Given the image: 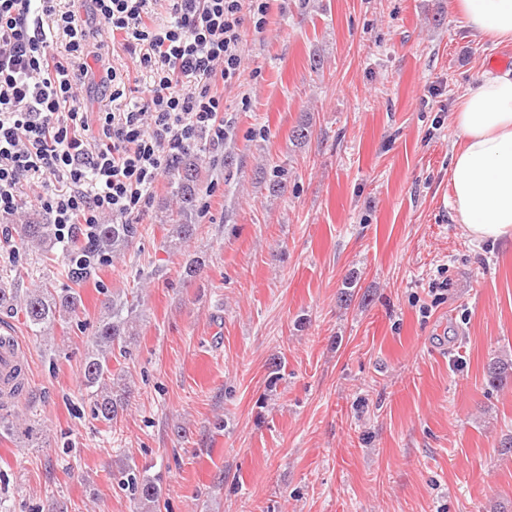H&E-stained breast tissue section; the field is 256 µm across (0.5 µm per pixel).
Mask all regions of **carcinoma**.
Masks as SVG:
<instances>
[{"mask_svg": "<svg viewBox=\"0 0 512 512\" xmlns=\"http://www.w3.org/2000/svg\"><path fill=\"white\" fill-rule=\"evenodd\" d=\"M199 157L188 155L174 169L171 181L172 195L178 203L176 218L169 224L168 238L174 246L187 242L193 235L192 219L197 203ZM17 243L24 247L47 248L59 243L56 227L34 219L20 224L16 230ZM139 234L137 224H97L91 232L79 230L75 244L81 253L79 263H71L69 276L75 280L88 276L109 253H120ZM82 297L73 288H34L23 300H18L14 290L0 284V311L12 312L18 308L24 315L25 324L36 336H49L55 327L77 316ZM138 298L114 297L105 306V316L92 337L91 349L85 355L80 374L91 415L110 425L117 420L119 410L127 401L126 386L112 378L110 362L114 352H124L127 342L137 334L139 318ZM122 484L131 487L133 499L138 501L142 512H154L159 505L158 479L134 473L126 474Z\"/></svg>", "mask_w": 512, "mask_h": 512, "instance_id": "obj_1", "label": "carcinoma"}]
</instances>
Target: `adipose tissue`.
Masks as SVG:
<instances>
[{"label":"adipose tissue","mask_w":512,"mask_h":512,"mask_svg":"<svg viewBox=\"0 0 512 512\" xmlns=\"http://www.w3.org/2000/svg\"><path fill=\"white\" fill-rule=\"evenodd\" d=\"M477 35L512 39V0H449ZM455 126L451 209L475 240L512 237V72L476 75Z\"/></svg>","instance_id":"adipose-tissue-1"}]
</instances>
